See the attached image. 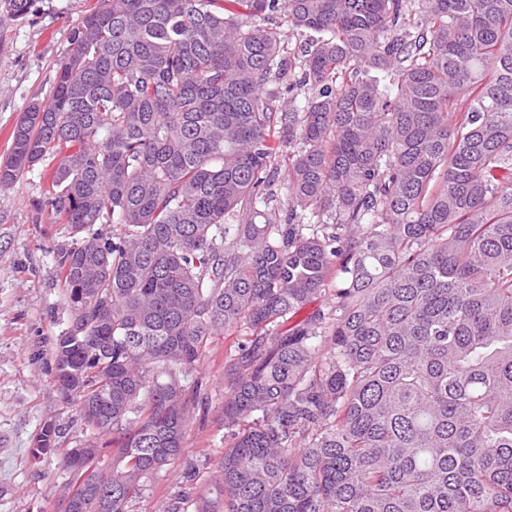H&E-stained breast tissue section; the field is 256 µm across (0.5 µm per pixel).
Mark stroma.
Wrapping results in <instances>:
<instances>
[{"mask_svg": "<svg viewBox=\"0 0 512 512\" xmlns=\"http://www.w3.org/2000/svg\"><path fill=\"white\" fill-rule=\"evenodd\" d=\"M100 0H37L34 12L0 17V161L26 107L51 98L56 64L70 48L72 29ZM56 164L44 161L13 184L0 186V512H62L68 471L61 455L32 462L30 450L45 423L60 428L71 448L90 435L74 403L57 391L51 347L68 327L72 311L62 298L56 254L71 243L66 225L36 202ZM243 332L216 336L191 379L200 381L191 410L195 420L183 451L134 505L135 512H162L170 496L188 490L185 472L213 471L224 450L219 420L224 402V361Z\"/></svg>", "mask_w": 512, "mask_h": 512, "instance_id": "35a3bbf8", "label": "stroma"}]
</instances>
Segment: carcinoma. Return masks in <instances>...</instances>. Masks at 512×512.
<instances>
[{
	"label": "carcinoma",
	"instance_id": "1",
	"mask_svg": "<svg viewBox=\"0 0 512 512\" xmlns=\"http://www.w3.org/2000/svg\"><path fill=\"white\" fill-rule=\"evenodd\" d=\"M242 2L101 0L0 163L58 159L54 376L115 446L85 442L76 512H133L180 457L230 330L224 454L163 512H512V0Z\"/></svg>",
	"mask_w": 512,
	"mask_h": 512
}]
</instances>
